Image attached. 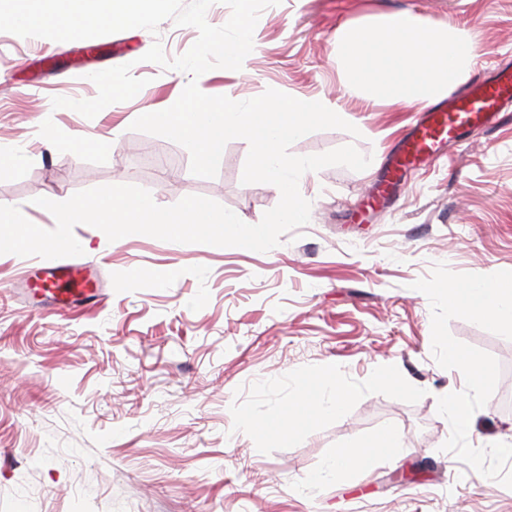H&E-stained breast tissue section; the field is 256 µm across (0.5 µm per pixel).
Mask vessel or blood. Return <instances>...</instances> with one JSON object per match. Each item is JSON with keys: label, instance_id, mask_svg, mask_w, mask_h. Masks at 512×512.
<instances>
[{"label": "vessel or blood", "instance_id": "1", "mask_svg": "<svg viewBox=\"0 0 512 512\" xmlns=\"http://www.w3.org/2000/svg\"><path fill=\"white\" fill-rule=\"evenodd\" d=\"M511 97L512 68L506 66L496 79L464 88L446 102L430 108L416 122L411 136L388 164L378 200H385L389 185L398 178L403 167L429 157L444 140L458 138L468 128L490 122L501 103ZM24 282L47 296L64 298L69 304L90 302L99 297L92 267L73 257L63 258L53 267L44 266L42 258L30 259Z\"/></svg>", "mask_w": 512, "mask_h": 512}]
</instances>
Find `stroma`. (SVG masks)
<instances>
[{
  "mask_svg": "<svg viewBox=\"0 0 512 512\" xmlns=\"http://www.w3.org/2000/svg\"><path fill=\"white\" fill-rule=\"evenodd\" d=\"M390 14L476 44L468 83L512 64V0H280L260 15L245 73L203 76V93L238 101L270 88L327 95L360 131H317L292 145L312 155L352 143L372 162L306 174L310 221L279 246L173 248L142 234L111 242L80 224L74 236L100 265L94 306H31L17 282L25 258L0 254V512H512V489L441 449L451 427L437 400L465 379L436 363L430 303L412 287L438 263L512 271V105L405 171L394 204L371 206L381 167L428 105L345 94L336 31ZM197 38L170 19L155 34L63 45L0 32V145L22 152L0 175V203L50 230L36 198L130 184L161 206L201 195L258 223L280 193L242 184L247 141H229L216 177L202 178L184 147L130 128L146 108L173 105L188 81L144 54L158 41L172 59ZM127 63L147 81L133 99L91 119L53 108L57 96L95 98L91 74ZM162 268L177 274L157 283ZM449 331L501 365L469 424V443L482 448L512 432L502 403L512 398V340L460 318ZM327 371L351 395L341 413L295 418L285 435L259 431L299 383L321 390ZM242 414L253 426L239 427ZM387 429L400 439L395 460L306 490L337 449Z\"/></svg>",
  "mask_w": 512,
  "mask_h": 512,
  "instance_id": "1",
  "label": "stroma"
}]
</instances>
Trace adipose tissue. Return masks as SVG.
I'll use <instances>...</instances> for the list:
<instances>
[{"label":"adipose tissue","mask_w":512,"mask_h":512,"mask_svg":"<svg viewBox=\"0 0 512 512\" xmlns=\"http://www.w3.org/2000/svg\"><path fill=\"white\" fill-rule=\"evenodd\" d=\"M349 70V90L369 89L397 102H422L462 83L475 45L423 25L409 14L386 15L369 27L343 26L336 35ZM383 431L367 445H354L328 460L324 472L364 471L378 464L382 451L398 447Z\"/></svg>","instance_id":"ef3b65f1"}]
</instances>
